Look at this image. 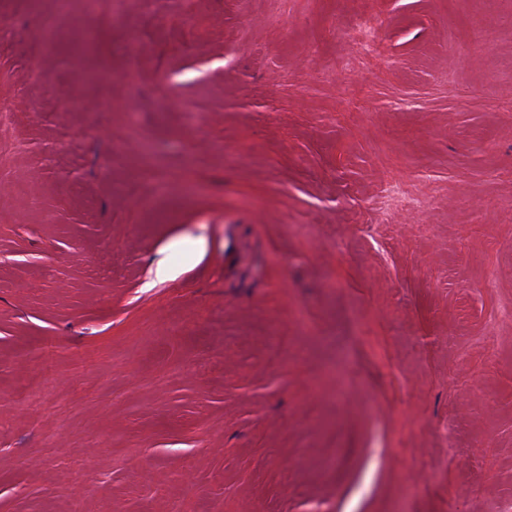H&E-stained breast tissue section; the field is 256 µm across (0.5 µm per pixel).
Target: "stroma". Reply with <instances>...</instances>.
<instances>
[{
	"label": "stroma",
	"mask_w": 512,
	"mask_h": 512,
	"mask_svg": "<svg viewBox=\"0 0 512 512\" xmlns=\"http://www.w3.org/2000/svg\"><path fill=\"white\" fill-rule=\"evenodd\" d=\"M109 13L0 0V512H512V0Z\"/></svg>",
	"instance_id": "1"
}]
</instances>
